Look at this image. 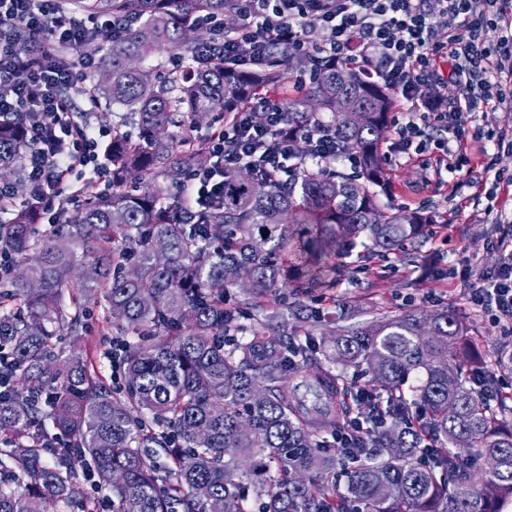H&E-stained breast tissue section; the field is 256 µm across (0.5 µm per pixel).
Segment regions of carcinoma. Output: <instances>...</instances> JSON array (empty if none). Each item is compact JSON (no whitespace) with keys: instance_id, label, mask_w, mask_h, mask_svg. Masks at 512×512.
<instances>
[{"instance_id":"obj_1","label":"carcinoma","mask_w":512,"mask_h":512,"mask_svg":"<svg viewBox=\"0 0 512 512\" xmlns=\"http://www.w3.org/2000/svg\"><path fill=\"white\" fill-rule=\"evenodd\" d=\"M75 14L124 18L94 91L126 107L139 129L112 124V189L64 205L58 223L28 202L0 222V512H97L87 481L112 489V512H498L512 499L507 401L488 404L484 368L452 308L387 314L332 333L321 346L286 341L288 321L259 319L262 300L300 316V295L323 284L341 239L370 252L415 246L422 210L382 202L390 179L381 147L393 92L356 69L294 58L274 47L258 65L197 63L196 17L238 20L237 0H64ZM165 47L194 63L151 72ZM308 79L294 87L297 69ZM256 92L276 96L290 123L317 121L360 156L353 174L301 165L291 178L254 166L224 173V193L189 206L172 183L211 155L198 119L231 112ZM355 112L336 111V94ZM318 100L319 110H309ZM23 113L0 112V178L23 181ZM164 250L166 260L156 261ZM250 273L251 312L224 303ZM293 303H288L289 297ZM103 300L125 375L117 391L62 335L82 342L89 305ZM250 337L238 339L244 321ZM137 339H126L127 333ZM366 367L374 387L355 406L384 426L344 454L331 366ZM263 384L265 398H252ZM496 456L500 466L484 469ZM352 464L346 491L336 466ZM125 475L113 483V473Z\"/></svg>"}]
</instances>
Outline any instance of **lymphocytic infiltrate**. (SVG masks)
Masks as SVG:
<instances>
[{"instance_id": "lymphocytic-infiltrate-1", "label": "lymphocytic infiltrate", "mask_w": 512, "mask_h": 512, "mask_svg": "<svg viewBox=\"0 0 512 512\" xmlns=\"http://www.w3.org/2000/svg\"><path fill=\"white\" fill-rule=\"evenodd\" d=\"M237 30L211 43L201 63L258 64L272 45L296 56L359 65L370 79L391 88L398 101L388 154L410 160L434 153L435 174L450 183L464 165L481 163L490 149H511V134H490L491 111L512 110V0H240ZM96 25L57 10L56 0H0V112L28 116L25 170L30 199L48 218L68 177L89 170L96 188L107 189L97 149L109 129L93 128L71 108L65 91L77 68L96 63ZM497 38L487 41L486 30ZM42 33L40 46L22 56L12 33ZM452 84L447 97L433 84ZM307 140L308 161L352 166L353 151L342 148L328 128H297L277 99L254 97L221 118L210 135L216 168L195 172L185 193L192 204L219 196L223 171L238 164L285 172L300 166L299 140ZM499 266L475 274L467 302L501 335L512 338V240H497Z\"/></svg>"}]
</instances>
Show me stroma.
Returning a JSON list of instances; mask_svg holds the SVG:
<instances>
[{"label": "stroma", "mask_w": 512, "mask_h": 512, "mask_svg": "<svg viewBox=\"0 0 512 512\" xmlns=\"http://www.w3.org/2000/svg\"><path fill=\"white\" fill-rule=\"evenodd\" d=\"M99 78L98 70L88 71L70 91L75 111L85 113L91 126L119 120L122 106L99 104L90 108L86 94ZM390 177V198L408 210L425 208L443 216L448 222L447 238L424 235L411 254L401 253L383 258L372 255L362 246L342 247L331 274L332 287L316 288L305 296V303L320 308V321L307 325L314 341H321L329 329L346 325L350 314L368 321L387 313L414 308L451 307L466 317L473 328L475 346L486 366H493L503 346L498 329L474 312L466 297L463 271L492 268L500 255L494 243L503 233L492 201L486 192L493 173L512 172V153L490 154L480 168L460 170L453 186H440L432 179L422 160L396 165L385 163ZM457 269V278H449V269Z\"/></svg>", "instance_id": "stroma-1"}]
</instances>
